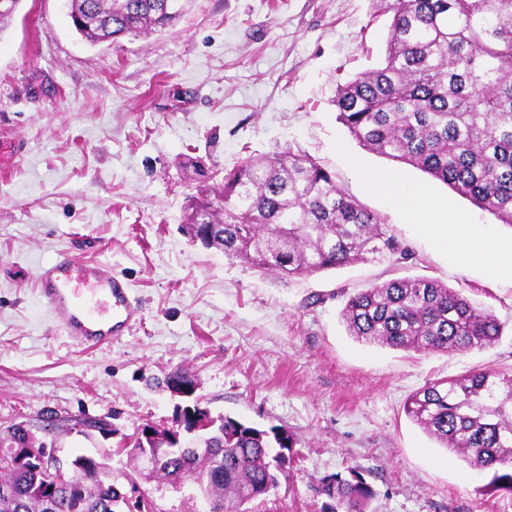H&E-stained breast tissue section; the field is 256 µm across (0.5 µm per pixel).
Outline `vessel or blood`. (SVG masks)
<instances>
[{
	"mask_svg": "<svg viewBox=\"0 0 512 512\" xmlns=\"http://www.w3.org/2000/svg\"><path fill=\"white\" fill-rule=\"evenodd\" d=\"M37 281L45 305L61 318L67 335L78 345L112 341L140 317L128 284L113 274L109 264L62 255L40 267ZM82 287L99 296V311L80 301L77 291Z\"/></svg>",
	"mask_w": 512,
	"mask_h": 512,
	"instance_id": "b4317fda",
	"label": "vessel or blood"
}]
</instances>
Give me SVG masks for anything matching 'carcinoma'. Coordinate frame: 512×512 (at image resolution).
Here are the masks:
<instances>
[{
    "mask_svg": "<svg viewBox=\"0 0 512 512\" xmlns=\"http://www.w3.org/2000/svg\"><path fill=\"white\" fill-rule=\"evenodd\" d=\"M181 0H69L72 26L91 45L148 37L175 22ZM392 14L383 62L337 89L338 120L368 150L441 181L512 227V0H376ZM195 220L224 234V253L282 276L312 274L368 258L408 256L377 213L347 195L305 153L249 157L224 171L218 192L201 185ZM342 318L357 340L420 353L492 345L497 317L432 279L403 278L349 296ZM407 416L448 452L512 494V374L486 368L435 380L405 404ZM210 457L169 460L158 475L200 481L214 512H243L266 494L269 448H293L282 427L260 430L219 416ZM24 422L0 428V445L28 446ZM37 467L0 455V512H116L112 477L60 485L50 498ZM320 512H366L362 475L334 473L314 488Z\"/></svg>",
    "mask_w": 512,
    "mask_h": 512,
    "instance_id": "1",
    "label": "carcinoma"
}]
</instances>
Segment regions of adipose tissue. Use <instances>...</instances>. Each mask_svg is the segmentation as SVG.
Instances as JSON below:
<instances>
[{
    "instance_id": "obj_1",
    "label": "adipose tissue",
    "mask_w": 512,
    "mask_h": 512,
    "mask_svg": "<svg viewBox=\"0 0 512 512\" xmlns=\"http://www.w3.org/2000/svg\"><path fill=\"white\" fill-rule=\"evenodd\" d=\"M419 230L434 237L439 249L461 267L477 262L492 273L512 274V244H504L485 229L460 224H423Z\"/></svg>"
}]
</instances>
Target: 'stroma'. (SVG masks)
<instances>
[{"instance_id": "stroma-1", "label": "stroma", "mask_w": 512, "mask_h": 512, "mask_svg": "<svg viewBox=\"0 0 512 512\" xmlns=\"http://www.w3.org/2000/svg\"><path fill=\"white\" fill-rule=\"evenodd\" d=\"M390 18L373 0H188L149 39L92 46L65 0H21L0 31V425L49 409L109 421L114 432H50L70 454H111L144 425H172L164 386L192 373L212 415L285 427L299 456L287 481L248 512H320L313 485L359 471L368 512H512V495L449 454L405 413L426 383L472 370L512 372V276L463 268L419 235L459 218L512 239V227L412 167L364 149L339 122V84L381 63ZM302 151L382 215L412 253L280 277L193 241L187 198L216 190L247 157ZM199 160L198 178L187 159ZM399 173L429 207L412 215L369 186ZM111 263L141 319L119 339L76 345L42 303L35 273L58 254ZM438 280L491 311L498 341L466 353H418L350 336L341 311L375 283ZM154 512H205L192 479L142 482Z\"/></svg>"}]
</instances>
